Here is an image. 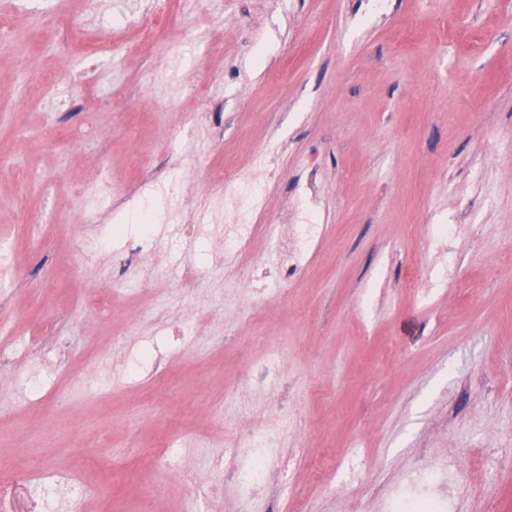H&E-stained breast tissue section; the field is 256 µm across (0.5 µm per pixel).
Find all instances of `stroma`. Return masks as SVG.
Segmentation results:
<instances>
[{"label":"stroma","mask_w":512,"mask_h":512,"mask_svg":"<svg viewBox=\"0 0 512 512\" xmlns=\"http://www.w3.org/2000/svg\"><path fill=\"white\" fill-rule=\"evenodd\" d=\"M40 0L20 23L22 56L54 68L46 30L59 6ZM156 0H100L84 37L153 11ZM512 0H170L150 56L133 35L116 51L64 63L57 98L29 102L18 60L0 61V285L18 334L7 366L54 352L43 391L23 400L0 372V512H45L46 483L66 467L87 477L81 512H187L194 474L216 485L206 512H244L238 482L199 448L230 419L274 422L290 471L270 512H391L388 492L448 451L471 469L474 492L448 512H512ZM224 52L211 54L209 43ZM208 90L214 110L186 129ZM73 133L41 139L47 122ZM278 150L272 176L252 149ZM143 152L152 174L128 164ZM271 178L263 205L276 243L258 239L224 266L235 213L206 178ZM461 233L460 285L430 266L422 215ZM318 213L322 235L288 271L293 227ZM38 224L26 234L25 223ZM475 226L481 243L468 242ZM430 286L404 288L413 266ZM279 273L278 296L253 279ZM111 295L105 316L81 297ZM52 323L46 344L36 340ZM123 337L112 349L113 337ZM287 345L274 374L248 373L249 339ZM153 344L167 373L125 371ZM174 439L179 471L127 455ZM363 479L344 481L353 450ZM37 457L45 482L21 468Z\"/></svg>","instance_id":"1"}]
</instances>
